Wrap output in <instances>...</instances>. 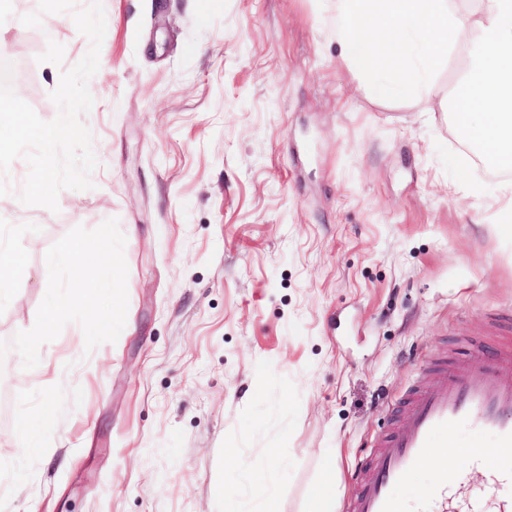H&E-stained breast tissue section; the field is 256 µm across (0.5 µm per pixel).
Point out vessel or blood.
Masks as SVG:
<instances>
[{"label": "vessel or blood", "mask_w": 512, "mask_h": 512, "mask_svg": "<svg viewBox=\"0 0 512 512\" xmlns=\"http://www.w3.org/2000/svg\"><path fill=\"white\" fill-rule=\"evenodd\" d=\"M488 363L496 372L491 382L476 375ZM407 400L410 418L396 421L361 461L357 488L342 512H401L394 488L433 453L440 435L466 426L488 435L497 452L467 449L464 466L486 470L489 488L512 484V346L453 366L433 361L431 374L409 391ZM425 497L438 504V512H512V498H496L488 505L473 499L444 462Z\"/></svg>", "instance_id": "b4317fda"}]
</instances>
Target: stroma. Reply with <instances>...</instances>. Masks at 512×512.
<instances>
[{"label": "stroma", "mask_w": 512, "mask_h": 512, "mask_svg": "<svg viewBox=\"0 0 512 512\" xmlns=\"http://www.w3.org/2000/svg\"><path fill=\"white\" fill-rule=\"evenodd\" d=\"M88 82L92 189L58 211L0 175V241L21 254L0 336L30 329L47 250L115 217L131 328L86 351L78 324L23 369L0 359V512H308L336 449L337 500L429 357L462 363L512 314V173L480 168L448 98L461 39L420 101L374 97L341 59L327 0H103ZM0 0V58L46 121L88 39L69 13ZM53 401L38 447L19 418Z\"/></svg>", "instance_id": "stroma-1"}]
</instances>
